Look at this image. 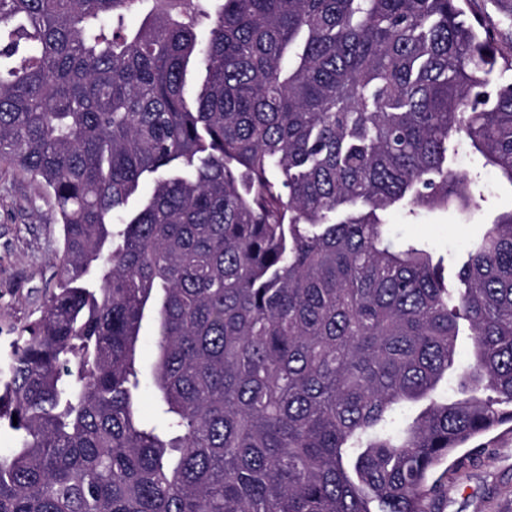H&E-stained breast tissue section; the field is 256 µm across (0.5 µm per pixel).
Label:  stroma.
<instances>
[{"mask_svg": "<svg viewBox=\"0 0 512 512\" xmlns=\"http://www.w3.org/2000/svg\"><path fill=\"white\" fill-rule=\"evenodd\" d=\"M465 9L484 18L503 52L512 51V0H468ZM455 165L476 176L484 194L468 218L451 210L413 217L401 207L384 216L391 237L418 242L451 283L464 262L465 243L512 210V184L484 167L481 158L462 151ZM60 247L52 200L27 173L0 166V357L9 352L17 329L39 317L57 279ZM446 466L448 497L439 501L440 512H512V427L458 449Z\"/></svg>", "mask_w": 512, "mask_h": 512, "instance_id": "1", "label": "stroma"}]
</instances>
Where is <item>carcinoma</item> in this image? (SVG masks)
Instances as JSON below:
<instances>
[{
	"mask_svg": "<svg viewBox=\"0 0 512 512\" xmlns=\"http://www.w3.org/2000/svg\"><path fill=\"white\" fill-rule=\"evenodd\" d=\"M463 3L0 0V161L62 233L0 362V512H436L512 423V210L455 288L383 221L472 213L460 144L512 185V55Z\"/></svg>",
	"mask_w": 512,
	"mask_h": 512,
	"instance_id": "carcinoma-1",
	"label": "carcinoma"
}]
</instances>
